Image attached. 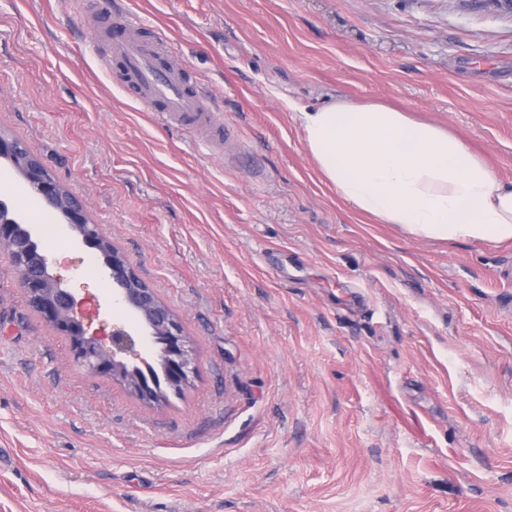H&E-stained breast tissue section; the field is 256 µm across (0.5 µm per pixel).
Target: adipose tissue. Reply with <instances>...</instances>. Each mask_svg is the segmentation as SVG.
<instances>
[{
	"mask_svg": "<svg viewBox=\"0 0 512 512\" xmlns=\"http://www.w3.org/2000/svg\"><path fill=\"white\" fill-rule=\"evenodd\" d=\"M297 117L320 179L372 222L444 242L512 241V188L448 128L382 101Z\"/></svg>",
	"mask_w": 512,
	"mask_h": 512,
	"instance_id": "ef3b65f1",
	"label": "adipose tissue"
}]
</instances>
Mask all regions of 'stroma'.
Returning a JSON list of instances; mask_svg holds the SVG:
<instances>
[{"instance_id": "35a3bbf8", "label": "stroma", "mask_w": 512, "mask_h": 512, "mask_svg": "<svg viewBox=\"0 0 512 512\" xmlns=\"http://www.w3.org/2000/svg\"><path fill=\"white\" fill-rule=\"evenodd\" d=\"M164 41L232 137L121 79L99 30ZM386 101L512 183V8L486 0H0V131L41 155L199 359L157 405L89 373L0 249V512H512V243L354 213L292 114ZM0 191L89 333L132 314Z\"/></svg>"}]
</instances>
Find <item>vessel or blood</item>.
Segmentation results:
<instances>
[{"label": "vessel or blood", "mask_w": 512, "mask_h": 512, "mask_svg": "<svg viewBox=\"0 0 512 512\" xmlns=\"http://www.w3.org/2000/svg\"><path fill=\"white\" fill-rule=\"evenodd\" d=\"M110 41L113 58L120 61L141 102L178 128L207 129L210 142L221 144L223 123L202 96L187 88L181 68L169 61L163 42L140 40L124 25L113 28Z\"/></svg>", "instance_id": "b4317fda"}]
</instances>
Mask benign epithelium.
I'll use <instances>...</instances> for the list:
<instances>
[{
  "mask_svg": "<svg viewBox=\"0 0 512 512\" xmlns=\"http://www.w3.org/2000/svg\"><path fill=\"white\" fill-rule=\"evenodd\" d=\"M17 169L27 183L29 191L44 207L58 212L66 226L84 246L106 245L108 239L99 225L90 221L81 200L71 195L55 179L42 159L16 138L0 132V161ZM20 246L22 262L15 264V273L28 305L39 312L60 336L70 340L74 358L88 371L108 375L125 382L140 398L161 402L165 396L156 394L142 380L140 373L154 369L153 364L136 356L128 362L118 354L133 345L131 333L125 329L112 331V350H107L105 339L90 335L84 323L74 316L78 305L75 295L63 285L61 279L49 272L48 258L36 246L30 228L22 217L11 211L0 199V246ZM105 276L112 281V298L125 305L135 316L137 332L142 340L153 345L164 341L166 350H158L157 363L168 367L170 385L179 390L189 385L197 374V356L184 334L182 324L155 297L151 288L138 286L140 277L118 250H112L104 263Z\"/></svg>",
  "mask_w": 512,
  "mask_h": 512,
  "instance_id": "benign-epithelium-1",
  "label": "benign epithelium"
}]
</instances>
